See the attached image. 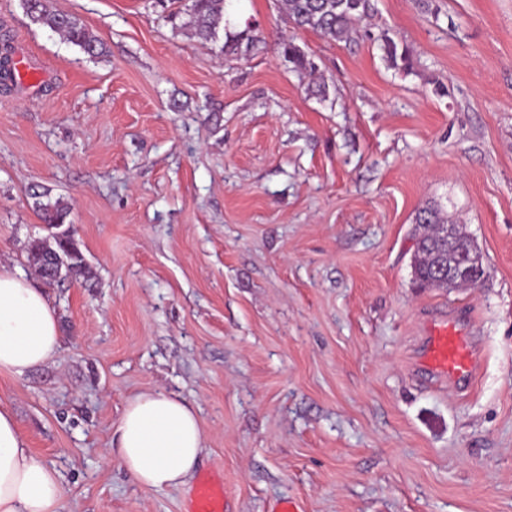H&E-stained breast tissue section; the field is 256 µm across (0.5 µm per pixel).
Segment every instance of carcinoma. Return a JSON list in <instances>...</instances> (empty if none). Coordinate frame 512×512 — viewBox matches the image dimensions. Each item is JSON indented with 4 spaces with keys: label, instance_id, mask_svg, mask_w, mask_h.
I'll list each match as a JSON object with an SVG mask.
<instances>
[{
    "label": "carcinoma",
    "instance_id": "carcinoma-1",
    "mask_svg": "<svg viewBox=\"0 0 512 512\" xmlns=\"http://www.w3.org/2000/svg\"><path fill=\"white\" fill-rule=\"evenodd\" d=\"M227 2L229 0H189L185 8L170 12L168 20L174 24L184 16L186 21L182 22L181 28H190L192 35L202 41L214 42L224 23ZM22 5L33 24L49 27L91 58L105 55L104 43L87 29L79 17L51 12L45 0H22ZM280 9L296 27L312 30L329 41L341 42L351 38L372 6L370 0H280ZM253 47V36L244 30L225 35L221 51L240 57L249 54ZM9 50L10 45L6 43L0 48V85L6 90L18 83ZM279 54L284 62L291 65V70L312 78L317 76L316 63L294 41H282ZM30 197L43 223L55 229L66 223L71 207L64 198L53 200L50 193L38 185L30 188ZM415 223L418 224V238L412 263L414 281L420 288H435L434 269L453 259L455 254L465 252L471 238L459 233L455 244L446 247L437 225L448 223V217L431 206L419 210ZM29 259L48 286L88 276L85 256L72 234L65 238L54 234L49 243L38 241L32 244Z\"/></svg>",
    "mask_w": 512,
    "mask_h": 512
}]
</instances>
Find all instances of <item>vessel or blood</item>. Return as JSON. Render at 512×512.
Instances as JSON below:
<instances>
[{"instance_id": "vessel-or-blood-1", "label": "vessel or blood", "mask_w": 512, "mask_h": 512, "mask_svg": "<svg viewBox=\"0 0 512 512\" xmlns=\"http://www.w3.org/2000/svg\"><path fill=\"white\" fill-rule=\"evenodd\" d=\"M418 365L427 376L447 380L449 386L464 389L478 374L479 358L458 323L439 317L428 326ZM188 512H227L223 487L217 486L211 478H200L189 497Z\"/></svg>"}]
</instances>
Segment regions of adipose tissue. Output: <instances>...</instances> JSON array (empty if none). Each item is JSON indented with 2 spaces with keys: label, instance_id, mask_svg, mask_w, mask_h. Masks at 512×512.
<instances>
[{
  "label": "adipose tissue",
  "instance_id": "adipose-tissue-1",
  "mask_svg": "<svg viewBox=\"0 0 512 512\" xmlns=\"http://www.w3.org/2000/svg\"><path fill=\"white\" fill-rule=\"evenodd\" d=\"M60 348L56 312L27 274L0 265V372L14 376L51 361ZM204 436L183 399L150 393L128 400L111 453L148 489L184 484L197 467ZM0 512H68L60 473L36 456L14 412L0 405Z\"/></svg>",
  "mask_w": 512,
  "mask_h": 512
}]
</instances>
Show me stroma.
<instances>
[{
  "instance_id": "obj_1",
  "label": "stroma",
  "mask_w": 512,
  "mask_h": 512,
  "mask_svg": "<svg viewBox=\"0 0 512 512\" xmlns=\"http://www.w3.org/2000/svg\"><path fill=\"white\" fill-rule=\"evenodd\" d=\"M46 4L108 53L0 0V37L41 73L0 89V259L31 271L50 236L38 183L70 203L90 274L47 288L59 353L0 373V402L72 512H185L190 485L148 490L104 457L128 400L157 391L193 407L197 471L223 475L233 512H512V0H372L348 42L234 0L259 38L238 58L149 0ZM427 205L477 240V287L414 286ZM455 314L483 355L462 392L413 369ZM44 2L45 0H22L23 8L33 24L49 27L91 58L105 55L107 50L104 43L87 29L79 17L51 12ZM279 54L285 63L291 65L292 71L312 78L317 76L316 63L293 40H283L279 44Z\"/></svg>"
}]
</instances>
